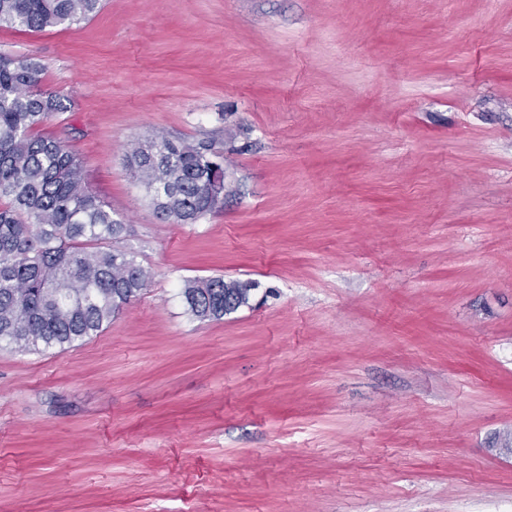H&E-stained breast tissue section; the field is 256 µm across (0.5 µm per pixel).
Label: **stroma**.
I'll return each mask as SVG.
<instances>
[{
    "instance_id": "obj_1",
    "label": "stroma",
    "mask_w": 512,
    "mask_h": 512,
    "mask_svg": "<svg viewBox=\"0 0 512 512\" xmlns=\"http://www.w3.org/2000/svg\"><path fill=\"white\" fill-rule=\"evenodd\" d=\"M152 273L0 346V512H512V0H112L0 27ZM224 155L162 222L128 146ZM256 282L192 316L185 280Z\"/></svg>"
}]
</instances>
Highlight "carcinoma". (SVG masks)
I'll return each instance as SVG.
<instances>
[{
	"mask_svg": "<svg viewBox=\"0 0 512 512\" xmlns=\"http://www.w3.org/2000/svg\"><path fill=\"white\" fill-rule=\"evenodd\" d=\"M101 0H0V25L45 30L92 17ZM43 65L0 55V342L62 350L98 335L148 287L151 272L115 246L126 225L86 185L80 157L34 130L67 112L41 89ZM211 145L165 134L135 142L125 161L157 215L195 224L224 204ZM255 283L193 278L181 295L193 316L224 317L248 304Z\"/></svg>",
	"mask_w": 512,
	"mask_h": 512,
	"instance_id": "1",
	"label": "carcinoma"
}]
</instances>
